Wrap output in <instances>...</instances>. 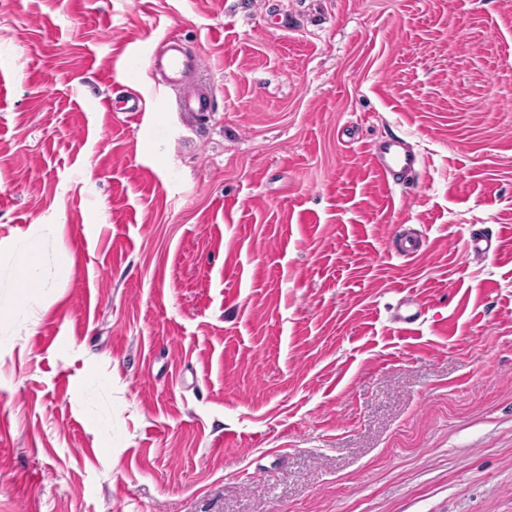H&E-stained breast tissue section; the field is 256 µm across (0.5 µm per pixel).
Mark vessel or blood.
<instances>
[{
    "label": "vessel or blood",
    "instance_id": "vessel-or-blood-1",
    "mask_svg": "<svg viewBox=\"0 0 512 512\" xmlns=\"http://www.w3.org/2000/svg\"><path fill=\"white\" fill-rule=\"evenodd\" d=\"M149 59L153 72L161 77L162 87L175 94L179 111L191 116L213 111L212 91L196 84L202 59L188 53L180 38L174 35L164 38L158 48L152 49ZM370 159L373 169L389 188L398 186L400 175L412 173L417 165L416 156L397 136L384 140L371 152Z\"/></svg>",
    "mask_w": 512,
    "mask_h": 512
}]
</instances>
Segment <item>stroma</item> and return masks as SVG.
Wrapping results in <instances>:
<instances>
[{
  "label": "stroma",
  "instance_id": "1",
  "mask_svg": "<svg viewBox=\"0 0 512 512\" xmlns=\"http://www.w3.org/2000/svg\"><path fill=\"white\" fill-rule=\"evenodd\" d=\"M39 224L0 512H512V0H0V299ZM149 59L153 72L162 80L157 87L175 94L179 112L199 116L214 111L213 92L196 85L202 58L188 53L180 38H164L158 48L152 49ZM370 159L373 169L390 189L404 182L398 178L399 175L412 173L417 165V157L397 136L384 140L375 151H370ZM57 225L42 224L39 225L38 231L33 234L27 244L20 250L14 252L17 259L19 274L23 275L26 283L27 296H33L40 293L43 288H48L49 273L39 262L43 242L55 235Z\"/></svg>",
  "mask_w": 512,
  "mask_h": 512
}]
</instances>
